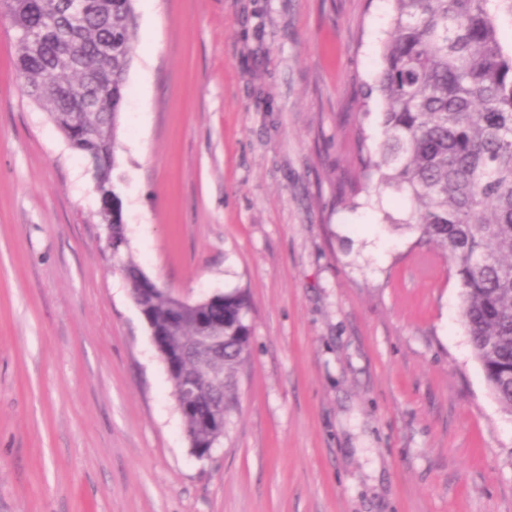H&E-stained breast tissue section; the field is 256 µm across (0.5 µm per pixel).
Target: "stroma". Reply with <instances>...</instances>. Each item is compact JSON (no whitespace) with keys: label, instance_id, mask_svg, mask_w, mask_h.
<instances>
[{"label":"stroma","instance_id":"stroma-1","mask_svg":"<svg viewBox=\"0 0 512 512\" xmlns=\"http://www.w3.org/2000/svg\"><path fill=\"white\" fill-rule=\"evenodd\" d=\"M116 141L127 246L0 22V512H512V412L408 203L353 191L382 138L392 0H135ZM366 143H359L357 129ZM246 289L217 448L191 450L122 267Z\"/></svg>","mask_w":512,"mask_h":512}]
</instances>
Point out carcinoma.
Here are the masks:
<instances>
[{
  "label": "carcinoma",
  "instance_id": "1",
  "mask_svg": "<svg viewBox=\"0 0 512 512\" xmlns=\"http://www.w3.org/2000/svg\"><path fill=\"white\" fill-rule=\"evenodd\" d=\"M77 24L59 0H0L17 34L15 69L26 93L70 150L90 164L95 188L114 186L116 130L127 95L135 38L133 0H86ZM395 16L381 50L376 84L383 139L366 177L375 188L410 203L403 223L449 260L464 289L462 317L475 357L496 399L512 411V46L498 36L491 5L512 14V0H393ZM112 55L100 56L105 43ZM80 64L69 59L72 50ZM112 218V254L127 245L121 205ZM130 294L143 271L124 266ZM173 300L154 285L146 307L153 326L167 329ZM214 317L224 312V354L203 366L194 359L168 374L173 394L182 379L201 381L198 412L182 413L185 433L202 458L215 435L202 412L212 396L224 412L237 403L235 373L252 339L249 295L216 294ZM197 312H187L178 351L196 334ZM224 374L211 381L208 369Z\"/></svg>",
  "mask_w": 512,
  "mask_h": 512
}]
</instances>
